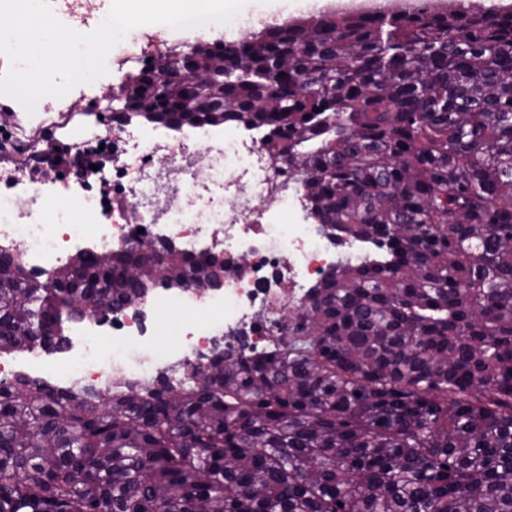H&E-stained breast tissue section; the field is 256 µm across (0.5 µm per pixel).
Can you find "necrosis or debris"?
<instances>
[{
	"mask_svg": "<svg viewBox=\"0 0 512 512\" xmlns=\"http://www.w3.org/2000/svg\"><path fill=\"white\" fill-rule=\"evenodd\" d=\"M0 130V250L48 276L78 251L109 253L143 242L195 252L210 240L224 255V286L211 293L160 289L106 317H77L49 360L35 348L0 360V383L21 379L55 389L105 393L125 384H177L193 364L242 336L261 342L288 333V319L341 252L308 216L304 190L286 164L270 160L260 132L231 124L164 129L124 120L115 106L75 86L41 99L34 114L16 100ZM42 128L50 146L26 136ZM69 143L77 159L57 160ZM169 309L184 318L158 328Z\"/></svg>",
	"mask_w": 512,
	"mask_h": 512,
	"instance_id": "1",
	"label": "necrosis or debris"
}]
</instances>
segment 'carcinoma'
<instances>
[{"label": "carcinoma", "mask_w": 512, "mask_h": 512, "mask_svg": "<svg viewBox=\"0 0 512 512\" xmlns=\"http://www.w3.org/2000/svg\"><path fill=\"white\" fill-rule=\"evenodd\" d=\"M210 56L223 81L139 69L118 102L304 155L313 217L383 253L309 289L294 338L226 349L187 386L0 387V512H512V10L319 12ZM157 263L169 288L214 274L121 249L43 288L0 252V353L62 344L59 308L83 315L87 292L139 303Z\"/></svg>", "instance_id": "obj_1"}]
</instances>
